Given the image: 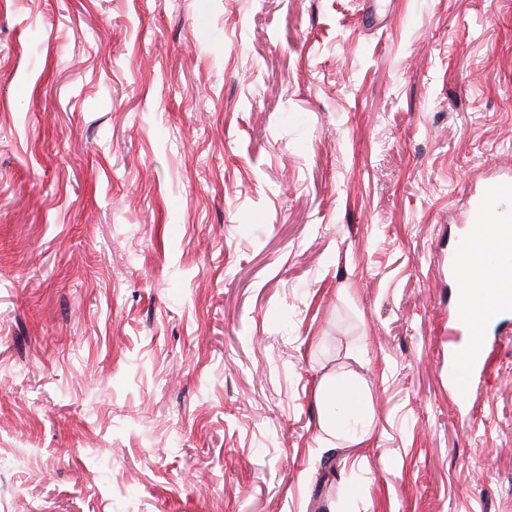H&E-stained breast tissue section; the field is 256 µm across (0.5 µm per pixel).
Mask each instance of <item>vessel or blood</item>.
I'll list each match as a JSON object with an SVG mask.
<instances>
[{"label":"vessel or blood","mask_w":512,"mask_h":512,"mask_svg":"<svg viewBox=\"0 0 512 512\" xmlns=\"http://www.w3.org/2000/svg\"><path fill=\"white\" fill-rule=\"evenodd\" d=\"M512 197V179L493 182L482 194L478 195L471 207L469 227L479 231L483 222L491 217L490 209L494 201ZM492 249L500 255L497 267V280L489 288H482L479 271L471 273V287L459 289L460 297H472L474 292H481L486 305L483 316L472 320L464 311H457L450 330L454 337L456 366L451 378L460 391H468L476 372L487 371L491 355L485 335L487 326L501 321L512 313V238L498 237L492 243Z\"/></svg>","instance_id":"vessel-or-blood-1"}]
</instances>
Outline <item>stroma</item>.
I'll return each instance as SVG.
<instances>
[{"instance_id": "35a3bbf8", "label": "stroma", "mask_w": 512, "mask_h": 512, "mask_svg": "<svg viewBox=\"0 0 512 512\" xmlns=\"http://www.w3.org/2000/svg\"><path fill=\"white\" fill-rule=\"evenodd\" d=\"M506 173L512 0H0V503L512 512V315L448 386ZM512 195V179H501L493 182L482 194L478 195L471 207L470 221L467 224L473 235L470 240L466 236L460 243L458 250L467 251L460 257V265L465 273V278L470 277L473 269L482 270V282L491 285L496 275L494 267L486 264L484 257L487 251V243L492 237L491 232L474 234L486 224L497 222H485L492 218L490 208L494 201L509 198ZM485 222L484 224H481ZM470 242V245H469ZM492 249L498 256H505L497 267V281L490 288H481L480 273L478 270L471 272L473 288H459L461 298H469L480 289L485 302L483 304V317L477 321L471 319L463 310H456L453 326L449 330V336H456L452 340L455 348L456 366L451 372V378L464 395L470 388L471 382L477 371H487L491 355L485 328L493 323L500 322L506 315L512 312V263L506 256L512 254V238L499 236L492 242ZM478 322V325L475 323ZM322 396L326 404L331 403L337 405L340 401L344 406L346 405L352 408L356 414H358L357 410H361L364 406L362 396L349 386L345 385L340 387H336L335 385L333 391L330 388H323Z\"/></svg>"}]
</instances>
